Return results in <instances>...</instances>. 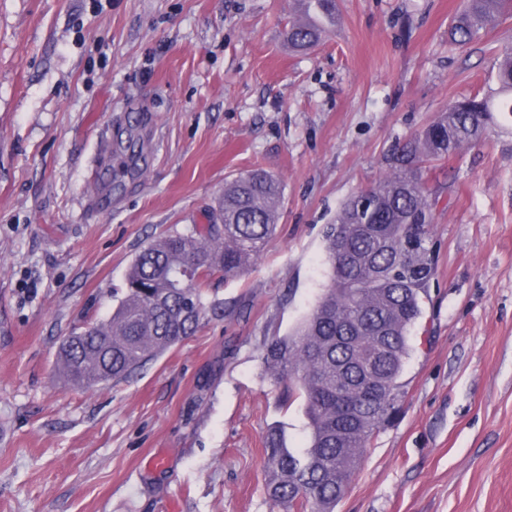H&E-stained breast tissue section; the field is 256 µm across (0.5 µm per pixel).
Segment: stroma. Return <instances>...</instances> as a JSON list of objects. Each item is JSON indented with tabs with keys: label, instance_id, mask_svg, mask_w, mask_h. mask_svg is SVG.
I'll use <instances>...</instances> for the list:
<instances>
[{
	"label": "stroma",
	"instance_id": "35a3bbf8",
	"mask_svg": "<svg viewBox=\"0 0 512 512\" xmlns=\"http://www.w3.org/2000/svg\"><path fill=\"white\" fill-rule=\"evenodd\" d=\"M459 3L338 0L295 53L293 0H0V512H278L265 435L301 447L307 420L264 347L312 310L341 203L512 45V16L453 44ZM255 166L283 186L276 235L211 278L198 331L126 381L60 377V341L111 315L135 255ZM435 173L407 398L335 512H512V114Z\"/></svg>",
	"mask_w": 512,
	"mask_h": 512
}]
</instances>
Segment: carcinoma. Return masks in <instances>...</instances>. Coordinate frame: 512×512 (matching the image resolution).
Wrapping results in <instances>:
<instances>
[{
	"label": "carcinoma",
	"mask_w": 512,
	"mask_h": 512,
	"mask_svg": "<svg viewBox=\"0 0 512 512\" xmlns=\"http://www.w3.org/2000/svg\"><path fill=\"white\" fill-rule=\"evenodd\" d=\"M295 4L285 38L303 52L336 23L337 6L336 0ZM511 9L512 0H461L450 37L466 46ZM493 69V91L454 101L393 151L385 178L341 205L323 232L328 282L311 314L294 333L265 346L270 379L303 397L309 429L298 451L287 448L280 429L265 437L266 490L276 506L299 501L311 512H335L364 448L400 409L411 329L435 274L428 174L433 163L479 142L492 113H512L511 48L496 56ZM365 196L376 213L370 224L358 220ZM281 197L278 179L249 170L225 184L210 223L144 246L110 318L64 337L56 359L64 378L85 390L127 380L193 335L209 279L240 273L260 257L276 233Z\"/></svg>",
	"instance_id": "carcinoma-1"
}]
</instances>
